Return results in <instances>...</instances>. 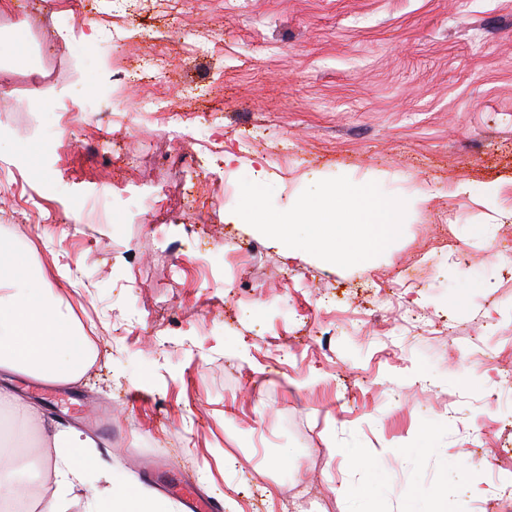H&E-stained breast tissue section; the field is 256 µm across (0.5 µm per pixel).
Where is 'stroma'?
<instances>
[{
    "label": "stroma",
    "instance_id": "obj_1",
    "mask_svg": "<svg viewBox=\"0 0 512 512\" xmlns=\"http://www.w3.org/2000/svg\"><path fill=\"white\" fill-rule=\"evenodd\" d=\"M2 24L0 164L48 201L0 234L51 272L49 213L90 193L89 172L129 180L109 223L72 225V273L50 277L96 365L74 386L11 380L42 419L81 429L83 414L110 412L102 459L144 484L169 462L223 512H289L288 500L312 512L313 498L322 512H497L496 490L512 487V0H9ZM146 30L164 53L155 84L118 87L114 68L144 58ZM34 74L45 96L119 106L135 127L103 112L62 142L32 109ZM150 95L212 122L225 179L272 185L277 209L344 175L406 200L401 237L342 268L262 235L237 197L189 207L221 187L179 181L157 155L203 154L212 135L176 139ZM100 133L110 149L94 158ZM146 176L177 184L168 233L209 246L224 287L172 274Z\"/></svg>",
    "mask_w": 512,
    "mask_h": 512
}]
</instances>
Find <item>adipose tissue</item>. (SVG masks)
Here are the masks:
<instances>
[{
    "mask_svg": "<svg viewBox=\"0 0 512 512\" xmlns=\"http://www.w3.org/2000/svg\"><path fill=\"white\" fill-rule=\"evenodd\" d=\"M49 284L45 270L29 272L17 249L0 237V373L72 385L83 379L97 353L71 305ZM43 445L54 459L32 512H68L76 502L84 512H172L161 497L116 471L111 488L79 501L76 490L85 472L106 467L94 441L75 427L50 421L43 425Z\"/></svg>",
    "mask_w": 512,
    "mask_h": 512,
    "instance_id": "1",
    "label": "adipose tissue"
}]
</instances>
